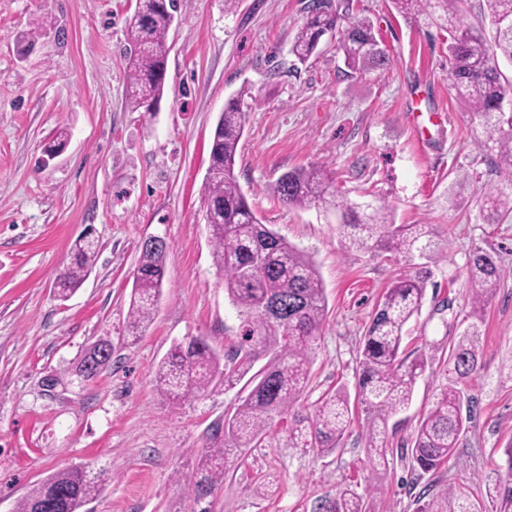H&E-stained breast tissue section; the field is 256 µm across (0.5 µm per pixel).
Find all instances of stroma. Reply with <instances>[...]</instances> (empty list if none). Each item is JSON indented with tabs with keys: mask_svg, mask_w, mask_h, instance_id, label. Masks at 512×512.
<instances>
[{
	"mask_svg": "<svg viewBox=\"0 0 512 512\" xmlns=\"http://www.w3.org/2000/svg\"><path fill=\"white\" fill-rule=\"evenodd\" d=\"M308 0H182L167 42L156 111H131L125 19L135 0H0V512L75 464L105 471L91 512H195L194 469L242 386H215L170 403L155 388L173 343L202 336L217 352L239 320L224 294L203 219L201 192L215 123L249 87L251 112L234 175L258 215L308 254L321 275L327 315L302 396L356 393L371 313L402 258L342 252L335 216L278 200L272 188L297 167L318 168L356 200L384 202L397 224H427L434 285L406 327L403 347L428 356L408 409L387 428L388 465L373 469L353 406L336 452L291 447L285 423L243 449L234 473L203 503L210 512H320L352 487L368 512H494L486 482L512 441V277L480 325L481 370L463 393L472 419L436 471H412L404 453L437 389L448 381V345L472 321L466 266L482 247L512 268V215L487 223L480 199L511 176L448 80L445 31L403 18L391 0H353L388 50L389 74H355L334 41L307 62L291 53ZM38 37L27 56L17 43ZM69 139L53 160L43 147ZM98 244L94 267L68 300L56 278L74 241ZM168 245L161 299L139 337L129 334L133 272L145 240ZM100 339L112 361L96 379L67 377ZM62 378L49 388L47 376Z\"/></svg>",
	"mask_w": 512,
	"mask_h": 512,
	"instance_id": "stroma-1",
	"label": "stroma"
}]
</instances>
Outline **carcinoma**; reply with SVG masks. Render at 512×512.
<instances>
[{
  "label": "carcinoma",
  "mask_w": 512,
  "mask_h": 512,
  "mask_svg": "<svg viewBox=\"0 0 512 512\" xmlns=\"http://www.w3.org/2000/svg\"><path fill=\"white\" fill-rule=\"evenodd\" d=\"M406 19L428 16L448 32V79L467 106L471 122L488 134L499 161L512 168V113L504 103L512 96V82L501 73L498 58L512 64V0H484L491 34L463 24L459 14L465 0H391ZM177 0H141L140 11L125 20L126 66L130 73L127 104L133 111L148 99L160 100L167 64L166 44ZM337 40L345 66L359 74L385 71L390 56L380 46L373 23L353 14L351 0H311L308 17L296 33L291 52L301 62L313 55L322 38ZM247 91L224 106L212 136L211 170L202 191L212 210L208 223L218 265L224 270V292L240 317L238 340L224 355L209 343L192 338L175 344L160 363L157 390L172 400L201 397L219 382L228 385L247 379L248 395L232 415L224 418V442L206 450L195 470V500L208 497L234 467V454L247 448L275 421L288 419V437L295 448L328 454L337 449L350 426L349 398L326 393L308 411L300 404L309 380L313 343L327 314V301L315 263L275 233L252 209L234 175L237 149L248 119ZM273 194L296 208L314 207L334 214L342 250H376L399 255L407 266L375 307L367 327L357 375V397L366 414L365 435L370 458L385 460L377 445L380 426L408 408L418 377L428 359L414 358L402 349L403 331L421 310L431 271L414 263L433 251L424 224H395L386 208L358 202L330 191L327 175L316 168H295L278 178ZM482 211L488 222L512 214V178L484 192ZM97 257V244L81 236L72 247L71 262L57 278L61 296L73 293L84 281ZM134 277L130 327L139 330L151 321L162 294L167 252L144 248ZM473 309L482 311L504 280V268L478 247L467 266ZM278 298L288 314L266 307ZM470 325L448 346V383L439 389L420 419L409 448L414 469L426 474L448 461L466 429L461 384L479 370L475 336ZM108 344L101 339L86 349L71 369L80 379L92 361L104 370L110 359H95ZM265 364L253 371L259 361ZM488 494L495 512H512V443ZM104 489V477L85 466L58 471L34 487L18 503L16 512H81ZM322 512H366L363 497L342 489L325 499Z\"/></svg>",
  "instance_id": "carcinoma-1"
}]
</instances>
